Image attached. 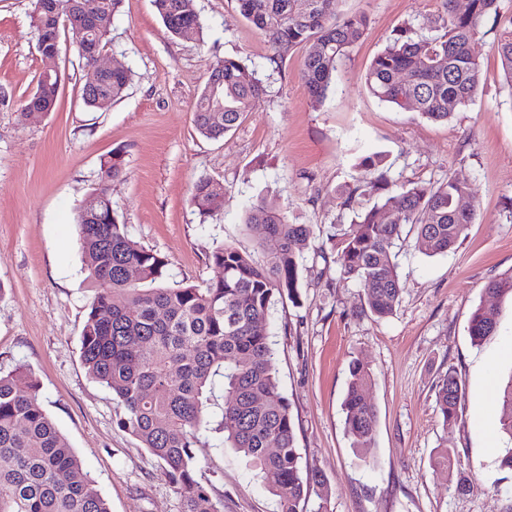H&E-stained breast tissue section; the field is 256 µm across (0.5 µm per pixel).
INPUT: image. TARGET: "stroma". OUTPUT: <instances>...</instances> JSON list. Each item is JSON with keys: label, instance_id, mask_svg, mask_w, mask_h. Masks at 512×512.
<instances>
[{"label": "stroma", "instance_id": "1", "mask_svg": "<svg viewBox=\"0 0 512 512\" xmlns=\"http://www.w3.org/2000/svg\"><path fill=\"white\" fill-rule=\"evenodd\" d=\"M201 35L167 33L152 0H123L104 63L128 69L124 97L105 111L88 109L82 67L71 34L57 65L62 89L47 115L18 122L17 110L42 71L29 14L31 0H0V371L28 365L41 383L39 402L80 458L110 512H181L160 463L118 427L111 392L80 359V336L94 294L83 270L75 226L96 187L102 163L121 153L123 180L109 187L130 239L166 256L172 281L201 285L217 278L208 260L217 243L262 258L244 217L256 199L273 202L315 237L299 264L301 299L271 308L267 326L275 367L291 404L299 450L317 467L327 512H512V470L500 467L505 436L499 403L481 405L490 385L512 376V303H499L496 335L475 345L468 319L495 303L486 284L512 271V88L504 85L485 26L472 44L484 89L445 122L380 102L364 87L372 58L408 26L430 35L445 0H343L369 18L365 36L337 66L326 99H311L302 79L305 49L272 62L266 38L234 0H193ZM241 58L267 96L219 139L202 137L193 105L212 69ZM381 156L396 185L467 176L475 222L453 251L432 257L400 240L401 299L377 319L359 283L340 279L317 255L331 225L351 223L338 189L354 184L358 163ZM206 175L224 187V208L201 219L190 187ZM374 373L367 392L378 409L373 448L357 455L345 431L348 366ZM454 370L462 398L444 424L436 384ZM451 470L434 471L441 449ZM200 477L224 512H276L264 486L218 435L195 449Z\"/></svg>", "mask_w": 512, "mask_h": 512}]
</instances>
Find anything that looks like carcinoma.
<instances>
[{
    "instance_id": "1",
    "label": "carcinoma",
    "mask_w": 512,
    "mask_h": 512,
    "mask_svg": "<svg viewBox=\"0 0 512 512\" xmlns=\"http://www.w3.org/2000/svg\"><path fill=\"white\" fill-rule=\"evenodd\" d=\"M342 0H236L243 18L281 54L310 45L302 65L309 94L323 100L337 63L349 55L368 29L362 13H343ZM122 0H100L96 19L88 20L82 0H48L32 8L31 23L43 55L59 53L62 32L75 38L86 65L109 42L112 20ZM167 32L180 37L200 32L192 0H153ZM447 18L427 38L402 28L372 60L365 85L379 101L446 121L470 105L483 87V71L472 42L491 20L498 26L496 50L502 76L512 88V15L503 17L499 0H467L464 9L446 0ZM130 73L105 75L82 94L92 110L120 100ZM61 77L39 75L24 101L54 107ZM266 95L263 82L248 74L238 58L226 57L208 75L194 103L196 130L219 138ZM125 167L116 153L102 164L100 183L90 194L94 210L81 207L76 226L84 269L94 295L80 341L88 375L112 392L116 421L149 454L163 463L179 496L182 512H222L209 486L198 479L193 448L208 432L223 434L224 447L243 459L254 479L275 498L276 512H307L306 500L324 486L320 470L303 460L297 446L291 405L281 390L266 320L275 302L300 300L299 259L313 235L310 224H291L284 212L260 200L248 209L246 227L275 252L263 264L235 246L216 245L209 259L221 276L199 285H171L168 259L134 244L118 221L108 184ZM380 202L337 228L330 239L333 263L344 280L358 282L366 306L378 319L393 314L401 283L395 248L402 228L416 229V245L428 255L448 253L466 237L475 209H459L469 196L465 178L455 172L437 184L410 182L392 190L384 173L374 178ZM190 203L203 218L224 206V186L200 176L191 185ZM485 293L512 301V272L490 281ZM499 308L479 304L469 318V333L479 344L497 327ZM224 385L219 419L210 415L216 380ZM373 381L359 360L349 366L344 399L345 429L353 448L373 447L377 409L366 397ZM436 402L444 424L454 421L462 391L455 372L437 385ZM40 381L25 364L0 373V512H110L81 461L39 403ZM500 426L509 446L500 464L512 470V377L502 387Z\"/></svg>"
}]
</instances>
